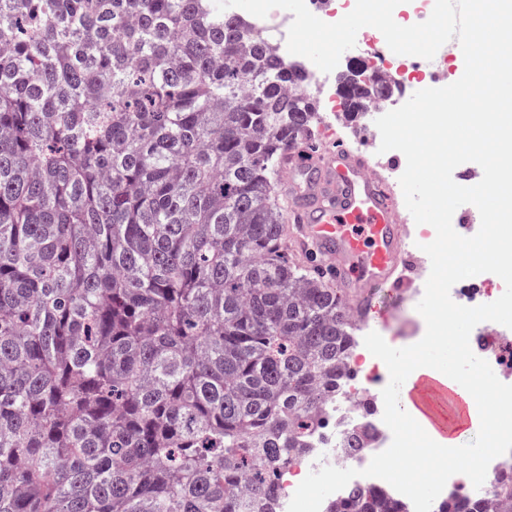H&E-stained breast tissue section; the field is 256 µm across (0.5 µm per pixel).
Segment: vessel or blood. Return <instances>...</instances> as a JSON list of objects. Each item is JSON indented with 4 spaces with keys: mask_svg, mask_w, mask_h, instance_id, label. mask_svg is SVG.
<instances>
[{
    "mask_svg": "<svg viewBox=\"0 0 512 512\" xmlns=\"http://www.w3.org/2000/svg\"><path fill=\"white\" fill-rule=\"evenodd\" d=\"M280 195L290 201L291 221L331 268L338 283L350 288L354 306L372 307V290L399 284L411 270L404 249L406 227L383 181L369 172V163L345 145L321 155L315 167L296 169L280 181ZM413 402L415 420L439 434L447 421L427 410L429 399L464 403L470 394L460 385H447L428 371H415L404 383Z\"/></svg>",
    "mask_w": 512,
    "mask_h": 512,
    "instance_id": "1",
    "label": "vessel or blood"
}]
</instances>
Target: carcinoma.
Instances as JSON below:
<instances>
[{
  "mask_svg": "<svg viewBox=\"0 0 512 512\" xmlns=\"http://www.w3.org/2000/svg\"><path fill=\"white\" fill-rule=\"evenodd\" d=\"M244 28L214 0H0V512H277L312 449L354 323L275 195L316 101ZM328 512L406 506L358 485Z\"/></svg>",
  "mask_w": 512,
  "mask_h": 512,
  "instance_id": "cac0c4a2",
  "label": "carcinoma"
}]
</instances>
